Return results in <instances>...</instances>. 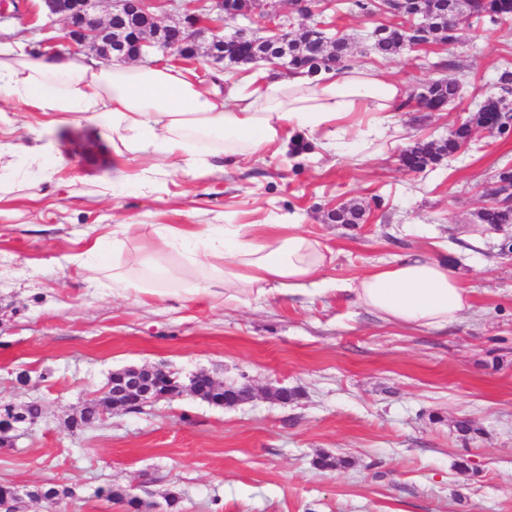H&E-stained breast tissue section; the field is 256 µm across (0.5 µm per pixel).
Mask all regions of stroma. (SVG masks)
Wrapping results in <instances>:
<instances>
[{
	"label": "stroma",
	"mask_w": 512,
	"mask_h": 512,
	"mask_svg": "<svg viewBox=\"0 0 512 512\" xmlns=\"http://www.w3.org/2000/svg\"><path fill=\"white\" fill-rule=\"evenodd\" d=\"M317 0L314 21L352 36L348 66L400 84L408 105L395 138L365 150L267 151L213 175L189 174L159 154L133 155L85 120L58 129L21 101L0 103V143L15 164L51 144V179L31 175L0 193V400H41L33 430L0 447V484L24 489L18 512H512V224L480 247L464 239L484 190L512 166V133L475 129L468 149L419 173L399 166L418 141L447 139L512 68V22L478 25L457 43L384 56L376 27L392 14ZM0 41L61 35L41 0H0ZM454 76L441 112L417 95ZM115 184L100 198L98 182ZM355 203L356 224L332 210ZM298 224L333 251L325 291L228 305L193 295L216 259L167 248L160 225ZM151 247L156 268L144 266ZM448 259L472 306L443 329L385 324L335 286L408 255ZM150 293L113 295V264ZM156 366L204 371L227 385L247 378L257 396L219 407L191 395L114 410L71 434L70 420L100 396L112 372ZM294 391L283 403L270 388ZM472 434L461 435L457 421ZM340 459L318 467L320 457ZM467 459L468 470L456 463ZM116 484L136 508L98 497ZM54 486L57 505L32 492Z\"/></svg>",
	"instance_id": "35a3bbf8"
}]
</instances>
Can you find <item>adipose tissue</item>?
Instances as JSON below:
<instances>
[{
  "label": "adipose tissue",
  "instance_id": "ef3b65f1",
  "mask_svg": "<svg viewBox=\"0 0 512 512\" xmlns=\"http://www.w3.org/2000/svg\"><path fill=\"white\" fill-rule=\"evenodd\" d=\"M405 99L401 87L362 67L319 78L259 71L224 96L203 88L194 72L163 64L107 62L93 54L33 51L24 43H0V101L21 100L49 115L52 126L79 113L130 152L155 149L190 170H216L273 145L287 146L288 131L335 145L345 120L372 112L362 140L384 137ZM172 250L191 253L207 243L223 259L217 280L228 304H251L319 286L331 251L314 236L287 229L258 232L252 224L223 229L162 228ZM355 304L380 321L411 328H443L469 309L468 290L447 260L414 255L374 266L345 284Z\"/></svg>",
  "mask_w": 512,
  "mask_h": 512
}]
</instances>
